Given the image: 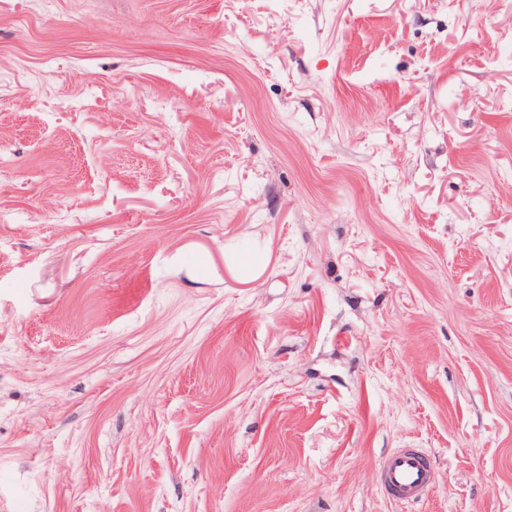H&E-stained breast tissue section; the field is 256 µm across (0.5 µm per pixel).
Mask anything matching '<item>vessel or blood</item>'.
<instances>
[{"mask_svg": "<svg viewBox=\"0 0 512 512\" xmlns=\"http://www.w3.org/2000/svg\"><path fill=\"white\" fill-rule=\"evenodd\" d=\"M377 479L387 498L403 505L420 499L432 487V465L421 451L399 448L381 462Z\"/></svg>", "mask_w": 512, "mask_h": 512, "instance_id": "vessel-or-blood-1", "label": "vessel or blood"}]
</instances>
